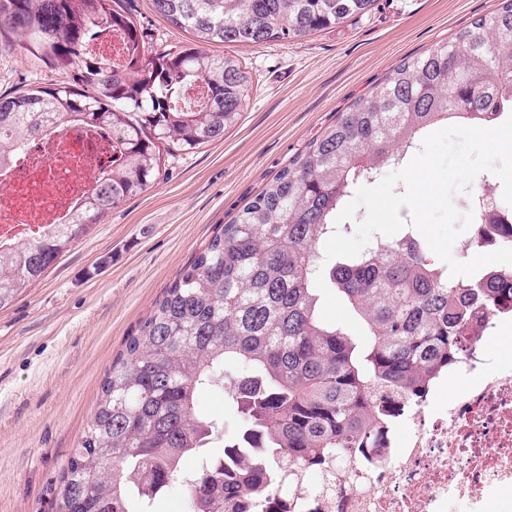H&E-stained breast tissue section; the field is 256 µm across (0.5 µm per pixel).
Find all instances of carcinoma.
Instances as JSON below:
<instances>
[{"mask_svg": "<svg viewBox=\"0 0 512 512\" xmlns=\"http://www.w3.org/2000/svg\"><path fill=\"white\" fill-rule=\"evenodd\" d=\"M376 2L152 0L190 39L151 55L122 0H0L1 42L73 69L65 86L0 94V162L71 120L112 131V170L72 222L0 244V309L146 192L160 176L161 151L221 141L238 122L252 76L204 45L304 39ZM96 27L121 35L122 72L83 55ZM197 81L203 91L191 105L186 91ZM508 112L512 0H500L448 42L393 67L215 228L113 360L59 476L55 512H140L175 481L192 512H244L279 484L373 445L395 415L385 397L416 401L447 374L476 308L512 313V265L452 277L427 261L412 230L328 262L335 218L358 186L400 167L434 126H489ZM325 275L365 341L321 316ZM204 389L229 396L236 427L198 410Z\"/></svg>", "mask_w": 512, "mask_h": 512, "instance_id": "obj_1", "label": "carcinoma"}]
</instances>
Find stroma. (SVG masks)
Listing matches in <instances>:
<instances>
[{
	"label": "stroma",
	"instance_id": "1",
	"mask_svg": "<svg viewBox=\"0 0 512 512\" xmlns=\"http://www.w3.org/2000/svg\"><path fill=\"white\" fill-rule=\"evenodd\" d=\"M160 52L187 35L151 0H124ZM498 0H378L313 36L263 46L210 45L236 56L253 89L238 123L190 153L162 156L142 195L70 245L0 309V512H54L59 476L124 340L181 269L308 143L393 65L495 9ZM68 71L0 44V93L67 83Z\"/></svg>",
	"mask_w": 512,
	"mask_h": 512
}]
</instances>
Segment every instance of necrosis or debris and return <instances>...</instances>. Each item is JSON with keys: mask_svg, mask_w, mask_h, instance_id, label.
<instances>
[{"mask_svg": "<svg viewBox=\"0 0 512 512\" xmlns=\"http://www.w3.org/2000/svg\"><path fill=\"white\" fill-rule=\"evenodd\" d=\"M111 166V139L84 123L44 132L0 167V241L70 223L91 174ZM501 321L480 313L459 338L449 374L477 372L480 383L445 402L402 407L365 455L280 487L262 512H448L452 501L484 512L494 495L512 512V362L485 345Z\"/></svg>", "mask_w": 512, "mask_h": 512, "instance_id": "4bbe7bcc", "label": "necrosis or debris"}]
</instances>
